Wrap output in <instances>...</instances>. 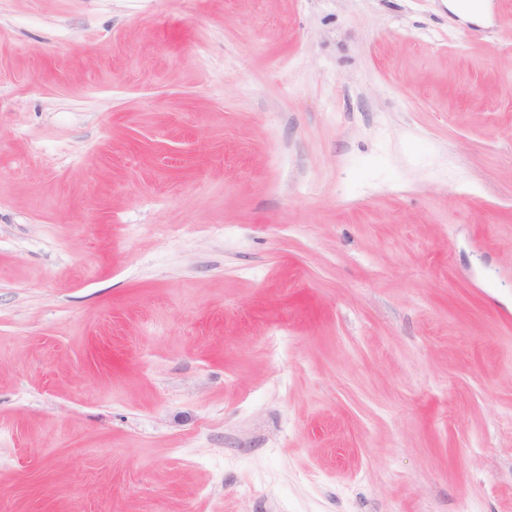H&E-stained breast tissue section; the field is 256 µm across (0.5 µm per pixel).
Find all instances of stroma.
Instances as JSON below:
<instances>
[{
    "label": "stroma",
    "mask_w": 512,
    "mask_h": 512,
    "mask_svg": "<svg viewBox=\"0 0 512 512\" xmlns=\"http://www.w3.org/2000/svg\"><path fill=\"white\" fill-rule=\"evenodd\" d=\"M0 512H512V0H0Z\"/></svg>",
    "instance_id": "stroma-1"
}]
</instances>
